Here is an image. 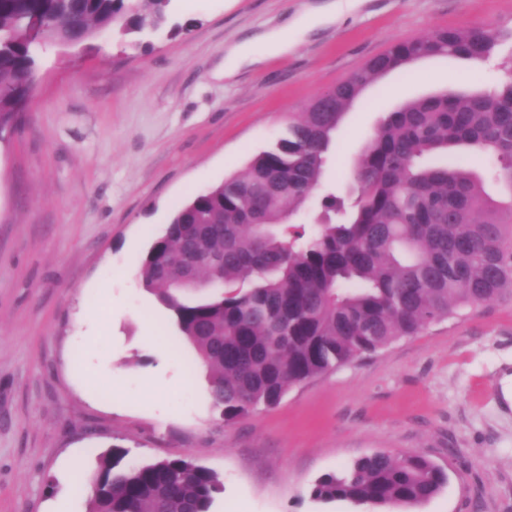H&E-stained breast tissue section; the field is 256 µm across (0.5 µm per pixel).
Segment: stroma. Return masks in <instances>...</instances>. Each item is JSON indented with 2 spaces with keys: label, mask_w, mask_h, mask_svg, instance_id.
<instances>
[{
  "label": "stroma",
  "mask_w": 512,
  "mask_h": 512,
  "mask_svg": "<svg viewBox=\"0 0 512 512\" xmlns=\"http://www.w3.org/2000/svg\"><path fill=\"white\" fill-rule=\"evenodd\" d=\"M324 0H172L168 30L35 51L38 81L0 143V512H87L72 467L190 456L219 474L212 512H363L321 504L320 475L416 451L448 473L419 512H512V301L494 300L225 420L208 372L141 286L139 261L189 197L242 173L288 115L397 39L440 27L512 31V0H361L288 53L223 76L228 50ZM492 57L415 62L370 85L336 134L324 181L344 187L383 119L446 88L488 90Z\"/></svg>",
  "instance_id": "stroma-1"
}]
</instances>
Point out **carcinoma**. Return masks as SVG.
<instances>
[{
	"label": "carcinoma",
	"mask_w": 512,
	"mask_h": 512,
	"mask_svg": "<svg viewBox=\"0 0 512 512\" xmlns=\"http://www.w3.org/2000/svg\"><path fill=\"white\" fill-rule=\"evenodd\" d=\"M171 0H0V128L31 96L43 38L92 47L103 32L163 29ZM501 35L487 27L436 29L399 39L347 80L315 96L246 171L177 208L140 260L142 287L164 307L208 370L226 420L277 405L288 390L394 341L495 299L512 300V79L492 91L451 89L390 113L356 158L353 194L324 186L327 155L365 88L418 59L483 61ZM470 152L497 163L486 179L448 164ZM317 200L309 236L290 220ZM102 454L89 512H210L224 489L190 457L124 462ZM448 484L417 452H374L320 476L311 497L376 512L418 508Z\"/></svg>",
	"instance_id": "obj_1"
}]
</instances>
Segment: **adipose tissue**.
I'll use <instances>...</instances> for the list:
<instances>
[{"mask_svg": "<svg viewBox=\"0 0 512 512\" xmlns=\"http://www.w3.org/2000/svg\"><path fill=\"white\" fill-rule=\"evenodd\" d=\"M355 7L354 0H326L324 5L309 9L283 29L269 32L257 40L239 45L231 50L224 60L225 76H232L242 64H254L267 56L287 52L293 44L294 36L334 22L336 17L342 16Z\"/></svg>", "mask_w": 512, "mask_h": 512, "instance_id": "obj_1", "label": "adipose tissue"}]
</instances>
